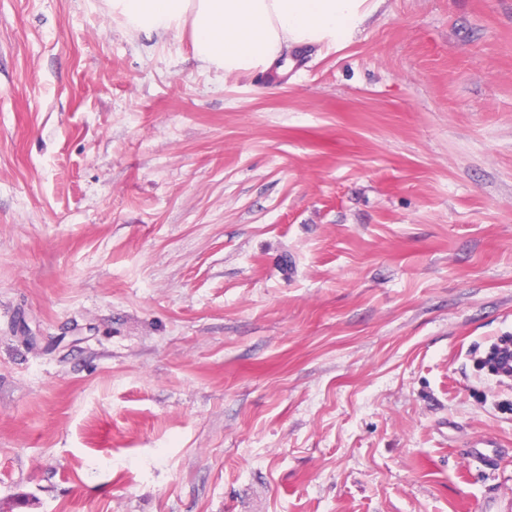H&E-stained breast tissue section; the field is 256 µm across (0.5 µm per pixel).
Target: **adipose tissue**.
<instances>
[{"mask_svg": "<svg viewBox=\"0 0 512 512\" xmlns=\"http://www.w3.org/2000/svg\"><path fill=\"white\" fill-rule=\"evenodd\" d=\"M134 33L189 35L195 58L227 75L264 72L285 52L349 40L383 0H103Z\"/></svg>", "mask_w": 512, "mask_h": 512, "instance_id": "adipose-tissue-1", "label": "adipose tissue"}]
</instances>
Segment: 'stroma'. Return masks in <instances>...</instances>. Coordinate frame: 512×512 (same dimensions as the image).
Instances as JSON below:
<instances>
[{"mask_svg": "<svg viewBox=\"0 0 512 512\" xmlns=\"http://www.w3.org/2000/svg\"><path fill=\"white\" fill-rule=\"evenodd\" d=\"M292 60L0 0V512H512V0ZM483 368L488 367L492 373L502 370L512 374V340H501V344H495L488 358L482 363Z\"/></svg>", "mask_w": 512, "mask_h": 512, "instance_id": "stroma-1", "label": "stroma"}]
</instances>
